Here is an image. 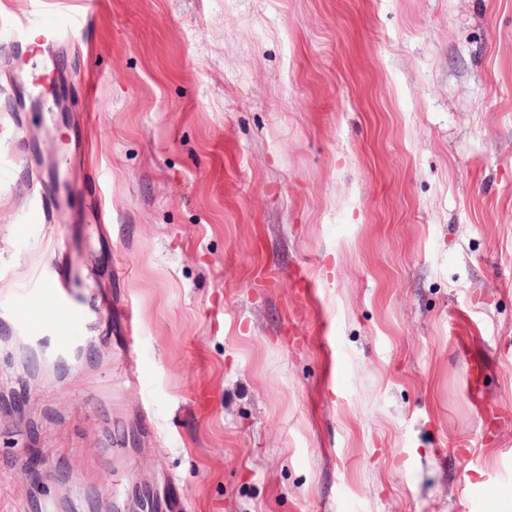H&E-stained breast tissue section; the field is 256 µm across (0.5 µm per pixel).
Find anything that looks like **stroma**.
<instances>
[{
    "instance_id": "obj_1",
    "label": "stroma",
    "mask_w": 512,
    "mask_h": 512,
    "mask_svg": "<svg viewBox=\"0 0 512 512\" xmlns=\"http://www.w3.org/2000/svg\"><path fill=\"white\" fill-rule=\"evenodd\" d=\"M29 24L0 0V512H503L512 0H98L35 53ZM50 258L65 345L22 319ZM40 294L47 296L49 305L66 317L61 334L72 339L81 336L86 327L85 314L75 303L67 271L50 261L41 281ZM486 374V365L483 361L466 357L464 381L469 401L476 409L484 424L495 421L498 418L496 410L483 402V383Z\"/></svg>"
}]
</instances>
